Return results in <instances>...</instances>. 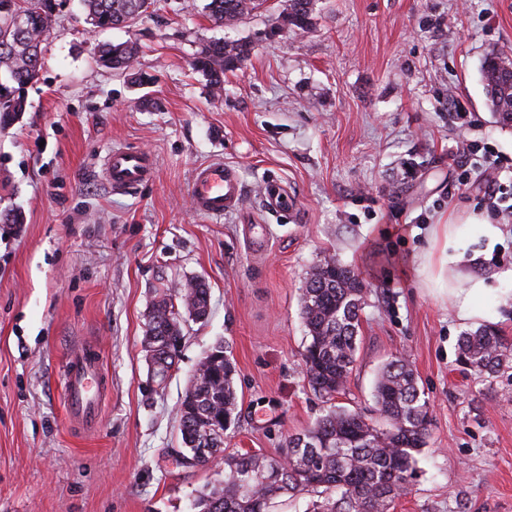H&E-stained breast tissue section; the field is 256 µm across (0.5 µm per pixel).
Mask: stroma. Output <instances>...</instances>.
Returning <instances> with one entry per match:
<instances>
[{"mask_svg":"<svg viewBox=\"0 0 512 512\" xmlns=\"http://www.w3.org/2000/svg\"><path fill=\"white\" fill-rule=\"evenodd\" d=\"M207 0H152L129 27L92 31L64 0L26 110L0 129V512H189L223 465L184 459L178 409L204 353L223 341L240 417L226 445L274 454L325 405L299 352V296L314 264L336 256L367 288L357 362L338 406L369 410L381 364H412L430 403L419 474L393 512H512V367L461 372L473 330L423 283L435 225L493 216L457 143L500 158L512 183V127L496 123L481 76L512 55V0H316L304 33L280 28L285 0L234 29ZM250 43L212 93L191 60L206 40ZM137 44L149 84L100 69L101 44ZM471 114L453 123L451 99ZM150 152L154 177L120 192L108 151ZM221 161L244 187L215 221L192 207L197 166ZM285 184L297 214L262 205ZM192 279L210 288L206 319L187 321L176 367L158 382L142 348L153 300ZM101 352L108 385L96 422L72 423L64 355Z\"/></svg>","mask_w":512,"mask_h":512,"instance_id":"stroma-1","label":"stroma"}]
</instances>
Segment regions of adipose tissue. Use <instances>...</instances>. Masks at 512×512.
Returning <instances> with one entry per match:
<instances>
[{
	"label": "adipose tissue",
	"mask_w": 512,
	"mask_h": 512,
	"mask_svg": "<svg viewBox=\"0 0 512 512\" xmlns=\"http://www.w3.org/2000/svg\"><path fill=\"white\" fill-rule=\"evenodd\" d=\"M505 233L504 225L470 212L448 221L441 247L423 255L421 271L426 284L453 298L461 319L477 321L483 316L482 303L493 287L488 277L471 272L470 267L500 243Z\"/></svg>",
	"instance_id": "1"
}]
</instances>
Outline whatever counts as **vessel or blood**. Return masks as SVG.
<instances>
[{
	"label": "vessel or blood",
	"mask_w": 512,
	"mask_h": 512,
	"mask_svg": "<svg viewBox=\"0 0 512 512\" xmlns=\"http://www.w3.org/2000/svg\"><path fill=\"white\" fill-rule=\"evenodd\" d=\"M155 160L147 152L118 146L105 159V175L113 188L130 189L151 180ZM190 196L194 210L211 219L240 209L243 203L242 187L236 173L214 162L198 166L194 172ZM267 207L281 210L292 205V196L282 183L270 180L264 188ZM105 369L98 355L85 347L73 348L67 358L65 395L67 413L71 421L89 425L98 415V393L103 386Z\"/></svg>",
	"instance_id": "obj_1"
}]
</instances>
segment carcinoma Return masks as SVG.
<instances>
[{
    "label": "carcinoma",
    "instance_id": "cac0c4a2",
    "mask_svg": "<svg viewBox=\"0 0 512 512\" xmlns=\"http://www.w3.org/2000/svg\"><path fill=\"white\" fill-rule=\"evenodd\" d=\"M85 20L95 30L126 27L147 11L148 0H81ZM266 0H208L209 19L229 27L260 9ZM57 0H0V127L25 110L22 91L39 74L42 44L50 32ZM314 19V0H287L285 25L302 32ZM250 44L213 40L200 45L191 65L221 92L224 75L240 69ZM138 47L106 44L97 63L109 71L132 68ZM500 57H486L482 78L494 114L512 112V82L498 74ZM365 290L354 268L330 257L315 265L300 294L306 331L301 353L307 384L327 409L304 431L288 436L273 455L231 453L227 431L239 417L235 366L219 353L198 363L179 407V431L190 461L206 466L224 460V479L195 495L193 512H269L282 495L316 496L307 512H388L418 473V456L429 437V403L407 358L387 361L377 373V418L337 406L356 365ZM209 288L193 280L153 303L142 342L157 340L165 380L184 339L183 321L208 313ZM457 360L479 375L494 377L512 366V340L486 327L459 338Z\"/></svg>",
    "mask_w": 512,
    "mask_h": 512
}]
</instances>
